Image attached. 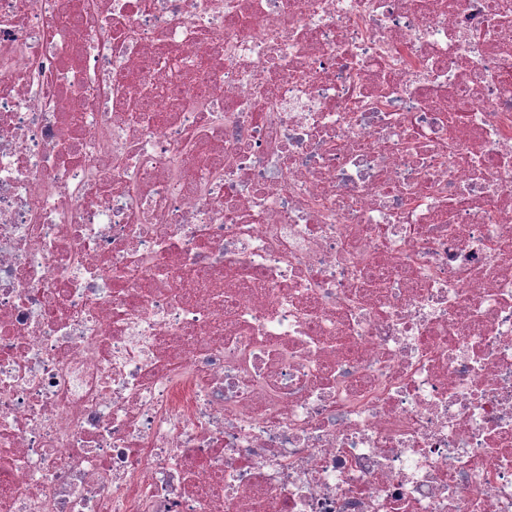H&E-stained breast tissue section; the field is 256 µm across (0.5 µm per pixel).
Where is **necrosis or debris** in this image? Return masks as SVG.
Listing matches in <instances>:
<instances>
[{
    "mask_svg": "<svg viewBox=\"0 0 512 512\" xmlns=\"http://www.w3.org/2000/svg\"><path fill=\"white\" fill-rule=\"evenodd\" d=\"M0 512H512V0H0Z\"/></svg>",
    "mask_w": 512,
    "mask_h": 512,
    "instance_id": "1",
    "label": "necrosis or debris"
}]
</instances>
